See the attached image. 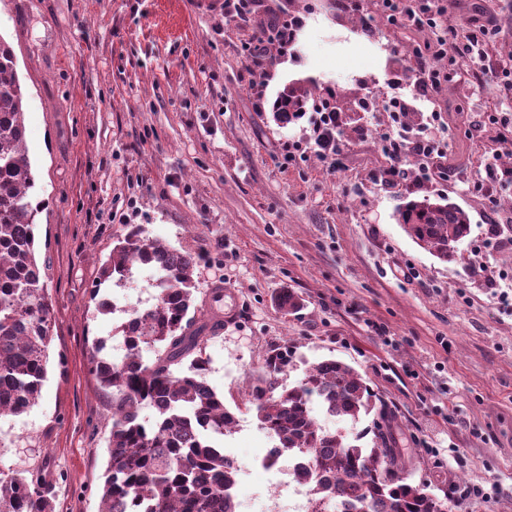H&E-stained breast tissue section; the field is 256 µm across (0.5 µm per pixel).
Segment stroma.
Here are the masks:
<instances>
[{
	"label": "stroma",
	"mask_w": 512,
	"mask_h": 512,
	"mask_svg": "<svg viewBox=\"0 0 512 512\" xmlns=\"http://www.w3.org/2000/svg\"><path fill=\"white\" fill-rule=\"evenodd\" d=\"M438 23L419 29L334 0H254L247 21L211 0H0V37L12 46L26 91L27 148L47 205L38 217V261L53 303L47 379L23 415L0 418V470L38 468L58 512H99L112 398L87 368L94 338L112 335L122 308L152 303L154 275L140 266L95 313L100 260L124 225L199 253V288L224 284L237 319L208 338L207 381L240 398L269 350L288 346L294 385L307 364L351 366L395 415L412 481L447 512H512V185L486 197V161L512 151L500 113L512 99L475 83L449 51L438 91H417L429 47L474 16L498 18L486 71L512 53L506 0H431ZM297 19L281 49L262 31ZM292 83L311 86L312 108L287 126L271 105ZM400 95L437 110L442 151L422 178L412 148L383 149L389 113L366 112L316 142L315 105L335 97ZM296 143L303 155L288 158ZM399 175H391V168ZM449 199L466 210L462 257L443 262L396 221L409 198ZM504 274L501 283L492 277ZM303 299L287 315L273 297ZM224 448L252 476L237 482L240 512H262L267 475L256 459L273 442L241 410ZM482 486L485 498L459 493Z\"/></svg>",
	"instance_id": "35a3bbf8"
}]
</instances>
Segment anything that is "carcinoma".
Wrapping results in <instances>:
<instances>
[{"instance_id":"cac0c4a2","label":"carcinoma","mask_w":512,"mask_h":512,"mask_svg":"<svg viewBox=\"0 0 512 512\" xmlns=\"http://www.w3.org/2000/svg\"><path fill=\"white\" fill-rule=\"evenodd\" d=\"M311 89L293 84L275 100V122L288 125L306 112ZM24 91L11 45L0 37V416L26 412L47 376L53 339L52 302L37 261V216L45 206L26 148ZM404 232L443 262L471 233L467 211L451 202L411 199L397 211ZM168 260L156 273L154 302L127 312L118 327L127 359L114 362L102 338L92 341L89 371L112 394L108 461L99 488L101 512H238L232 493L237 465L224 452V436L236 422L224 396L207 380L204 338L224 330L210 307L211 289L197 300L198 255L153 241L139 224L124 225L91 287L119 283L140 265ZM275 300L292 313L303 299L284 289ZM96 311L115 313L106 298ZM154 358L146 362L142 352ZM293 367L288 349L266 356L245 382L241 402L256 412L276 441L274 456L301 453L307 463L296 479L307 487L308 512H437L419 486L397 472L392 415L377 405L363 378L348 365L327 359L306 366L285 388L279 375ZM356 423L379 414L380 443L371 448L317 424L312 404ZM153 409V420L140 418ZM0 512H55L49 482L33 470L0 471Z\"/></svg>"}]
</instances>
